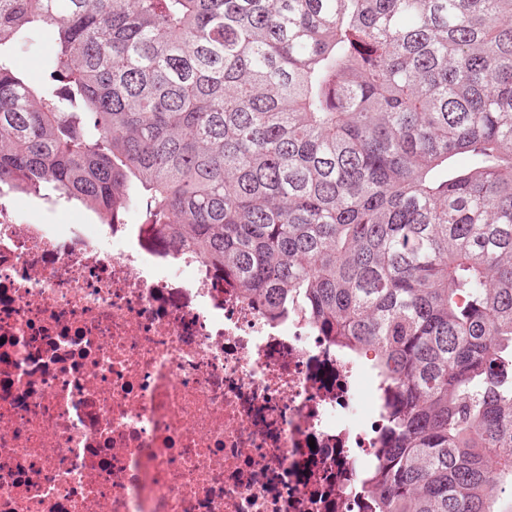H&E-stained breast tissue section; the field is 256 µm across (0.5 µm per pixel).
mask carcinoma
Here are the masks:
<instances>
[{"label":"carcinoma","mask_w":512,"mask_h":512,"mask_svg":"<svg viewBox=\"0 0 512 512\" xmlns=\"http://www.w3.org/2000/svg\"><path fill=\"white\" fill-rule=\"evenodd\" d=\"M2 186L368 357L378 512H512V0H0ZM54 50V43L47 34H38L33 41L21 47L16 60L18 65L24 69L34 81L42 77V60L51 56Z\"/></svg>","instance_id":"1"}]
</instances>
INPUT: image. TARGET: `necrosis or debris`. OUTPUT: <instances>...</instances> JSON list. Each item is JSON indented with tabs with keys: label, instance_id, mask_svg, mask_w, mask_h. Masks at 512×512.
Wrapping results in <instances>:
<instances>
[{
	"label": "necrosis or debris",
	"instance_id": "1",
	"mask_svg": "<svg viewBox=\"0 0 512 512\" xmlns=\"http://www.w3.org/2000/svg\"><path fill=\"white\" fill-rule=\"evenodd\" d=\"M0 194V512H374L378 387L143 224ZM19 211L28 218L37 215L47 224H77L88 222L87 216L79 208L58 206L52 209L48 204H44L38 199L20 202Z\"/></svg>",
	"mask_w": 512,
	"mask_h": 512
}]
</instances>
